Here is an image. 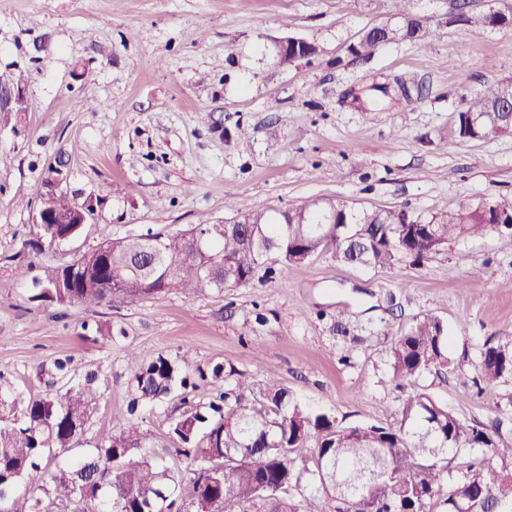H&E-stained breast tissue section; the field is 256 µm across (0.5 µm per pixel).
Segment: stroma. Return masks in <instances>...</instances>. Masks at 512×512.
I'll return each mask as SVG.
<instances>
[{
  "instance_id": "stroma-1",
  "label": "stroma",
  "mask_w": 512,
  "mask_h": 512,
  "mask_svg": "<svg viewBox=\"0 0 512 512\" xmlns=\"http://www.w3.org/2000/svg\"><path fill=\"white\" fill-rule=\"evenodd\" d=\"M457 3L411 0L433 38L358 61L351 46L394 19L396 0H0V70H24L29 102L0 116V373L25 398L62 391L57 360L71 377L96 373L101 397L75 454L111 436L138 363L185 350L203 370H226L200 383L199 403L240 381L257 403L274 366L298 402L341 425L392 422L401 396L394 336L427 313L447 325L453 364L417 389L466 422H500L512 444V413L499 414L476 387L483 343L512 335V251L496 234L381 270L326 252L302 266L271 256L245 286L95 307L31 302L14 270L20 258L40 277L114 238L234 220L230 197L274 213L303 199L426 215L512 202V132L448 137L471 96L512 81V24L476 36L470 27L512 0H467L463 22ZM288 37L317 54L280 66ZM379 73L420 92L370 111L351 94ZM59 155L69 195L100 204L76 239L35 253L24 244L38 232L45 170ZM183 410L176 392L140 403L137 417L152 454L186 477L190 462L169 432Z\"/></svg>"
}]
</instances>
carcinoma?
I'll return each mask as SVG.
<instances>
[{
  "label": "carcinoma",
  "mask_w": 512,
  "mask_h": 512,
  "mask_svg": "<svg viewBox=\"0 0 512 512\" xmlns=\"http://www.w3.org/2000/svg\"><path fill=\"white\" fill-rule=\"evenodd\" d=\"M433 32L423 20L401 4L396 21L366 30L351 47L367 59L382 45L413 39L426 42ZM369 90L393 100H411L413 87L395 77L375 82ZM512 97V83L487 86L472 96L448 130L451 139H483L512 130L503 107ZM494 215L485 204L462 206L430 216L408 214L399 224L396 210L348 212L326 223L321 205L303 202L272 217L267 210L235 202L232 208L246 220L228 224L217 236L200 240L207 225L198 224L174 237L160 233L161 252L149 269L140 265L149 249L148 236L112 239L82 255L71 265L48 268L44 278L32 279L33 302L83 304L88 307L115 298L160 296L173 290L201 293L209 284L202 267L211 261L224 265V281L250 283L265 258L274 254L286 265L302 266L326 249L336 262L368 268L391 267L400 261L413 264L440 253L461 236L490 232L489 222L512 220V204H499ZM362 234L358 251H345V239ZM79 234L76 224H42L36 239L25 246L46 250L51 238ZM299 254L304 258L295 262ZM392 378L403 391L398 418L382 425L343 426L327 413L299 404L280 384L276 371L268 372L260 406L244 403V394L227 403L222 392L207 405L189 399L195 378L205 373L194 366L189 352L171 358L160 354L140 368L130 382L133 399L128 415L118 416L107 443L80 456L63 454L55 469L44 461L55 448H69L84 431L99 398L95 374L81 380L68 377V362L58 360L55 370L67 379L63 394L30 397L13 395L0 373V512H13L20 489L30 495V512H51L61 505L68 512H245L258 501L274 499L270 487L299 486L301 475L284 448H301L315 439L317 468L334 476L319 494L293 503L277 502L274 512H431L441 500L446 512L463 504L468 512H512V471L498 472L484 457L512 460V446L503 444L500 422L467 424L448 407L437 404L414 388L426 373H441L452 366L448 357V331L437 316L425 314L393 343ZM481 391L495 407H512V396L497 399L498 387L512 380V336H500L483 345L479 357ZM183 390L184 411L170 423V433L183 454L194 463L189 497L183 478L158 459L133 451L149 448L153 439L132 418L143 400L167 397L174 387ZM400 452L395 453L393 449ZM475 455L461 475L448 477V449ZM228 456L236 463L232 476L212 469V459ZM122 468L112 469V462Z\"/></svg>",
  "instance_id": "1"
}]
</instances>
